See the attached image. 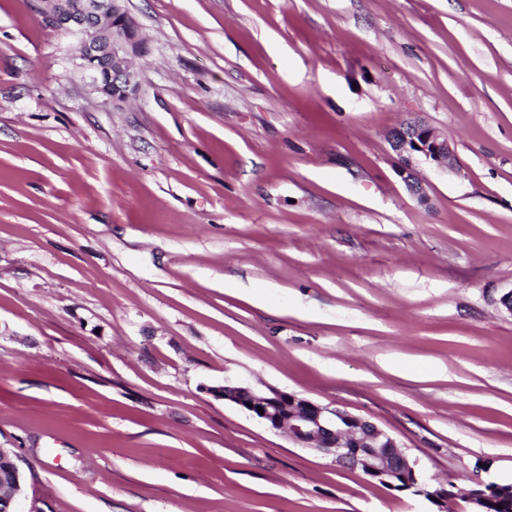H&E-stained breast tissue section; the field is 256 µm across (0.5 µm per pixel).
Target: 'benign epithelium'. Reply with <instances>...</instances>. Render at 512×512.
Listing matches in <instances>:
<instances>
[{
	"label": "benign epithelium",
	"instance_id": "obj_1",
	"mask_svg": "<svg viewBox=\"0 0 512 512\" xmlns=\"http://www.w3.org/2000/svg\"><path fill=\"white\" fill-rule=\"evenodd\" d=\"M39 14L55 29L74 36L78 54L74 65L96 93L122 107L137 88L134 59L148 53V43L126 0H40ZM395 170L408 190L421 201L426 195L415 176L413 158L420 156L437 167L449 161L453 150L448 135L431 126H415L410 133H392ZM217 396L239 406L275 433L304 447L333 457L334 462L364 472L394 489L397 480L417 477L410 461L389 434L373 422L339 407L315 404L266 385L225 384ZM263 411H258V408ZM490 484L476 482L464 491L471 503L481 504Z\"/></svg>",
	"mask_w": 512,
	"mask_h": 512
}]
</instances>
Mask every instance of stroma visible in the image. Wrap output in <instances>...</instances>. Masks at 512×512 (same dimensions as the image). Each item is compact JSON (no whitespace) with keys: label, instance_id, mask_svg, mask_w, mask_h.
I'll list each match as a JSON object with an SVG mask.
<instances>
[{"label":"stroma","instance_id":"1","mask_svg":"<svg viewBox=\"0 0 512 512\" xmlns=\"http://www.w3.org/2000/svg\"><path fill=\"white\" fill-rule=\"evenodd\" d=\"M0 0V448L21 512H474L212 395L375 423L432 482L512 483V0H128L113 108ZM453 170L395 171L390 131ZM423 124V123H419ZM425 127L412 126L408 134L400 131L399 134L393 132L390 137V143L397 155L395 170L400 176L408 190L420 201L426 198L423 183L415 176L413 167V158L415 156L423 157L424 160L437 167L447 163L452 157L453 150L448 141V135L431 126L423 124ZM415 129V132L413 130ZM421 135V142L416 137ZM412 145V148H411Z\"/></svg>","mask_w":512,"mask_h":512}]
</instances>
